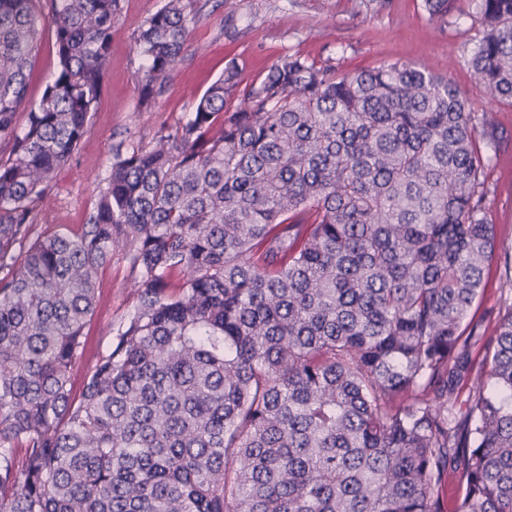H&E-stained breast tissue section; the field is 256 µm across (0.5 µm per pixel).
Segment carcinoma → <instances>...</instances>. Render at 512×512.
I'll list each match as a JSON object with an SVG mask.
<instances>
[{
  "instance_id": "cac0c4a2",
  "label": "carcinoma",
  "mask_w": 512,
  "mask_h": 512,
  "mask_svg": "<svg viewBox=\"0 0 512 512\" xmlns=\"http://www.w3.org/2000/svg\"><path fill=\"white\" fill-rule=\"evenodd\" d=\"M121 2L0 0V512H512V304L495 335L462 330L497 247L468 101L409 63L338 77L288 55L232 107L230 62L184 123L115 150L84 224L36 237ZM477 9L469 65L512 99V0ZM196 16L166 0L142 24V103ZM118 245L137 307L75 395ZM53 35L46 30L43 35L41 50L36 58L29 77V97L39 100L47 82L56 70L57 57L53 46Z\"/></svg>"
}]
</instances>
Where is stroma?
<instances>
[{
  "mask_svg": "<svg viewBox=\"0 0 512 512\" xmlns=\"http://www.w3.org/2000/svg\"><path fill=\"white\" fill-rule=\"evenodd\" d=\"M164 2L123 0L91 127L73 159L58 171L37 233L74 230L84 223L116 147L149 144L160 131L184 122L228 62H236L245 87L281 57L296 54L316 66H332L340 76L401 61L448 77L474 112L487 114L503 135L498 147L481 137L476 145L489 158L479 175L484 216L495 226L500 251L512 253V100L490 99L468 64L483 34L475 0H455L440 26L429 21L422 0H196L187 50L160 96L145 105L139 96L143 59L134 37ZM505 276L503 261L485 266L484 294L466 319L487 336L494 333L499 308L512 303ZM136 281L124 249L114 250L98 271L97 306L84 330L83 362L72 377L73 389H80L84 372L108 350L112 329L133 314Z\"/></svg>",
  "mask_w": 512,
  "mask_h": 512,
  "instance_id": "1",
  "label": "stroma"
}]
</instances>
